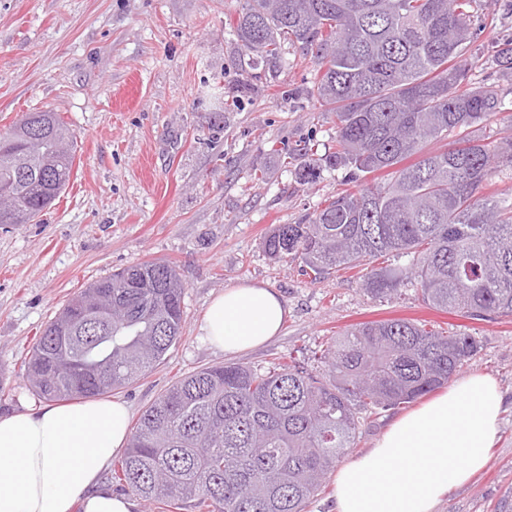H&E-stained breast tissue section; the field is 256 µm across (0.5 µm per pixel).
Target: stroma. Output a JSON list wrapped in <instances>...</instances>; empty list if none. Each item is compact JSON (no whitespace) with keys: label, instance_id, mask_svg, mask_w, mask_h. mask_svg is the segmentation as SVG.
Returning <instances> with one entry per match:
<instances>
[{"label":"stroma","instance_id":"35a3bbf8","mask_svg":"<svg viewBox=\"0 0 512 512\" xmlns=\"http://www.w3.org/2000/svg\"><path fill=\"white\" fill-rule=\"evenodd\" d=\"M244 0H0V130L34 110L75 134L73 174L31 224H0V415L38 404L22 362L65 301L113 271L176 266L184 332L164 363L117 390L132 419L175 381L233 361L257 368L316 355L353 324L414 320L476 336L463 374L494 378L505 411L487 468L449 491L438 512H512V316L474 320L426 305L414 288L374 298L362 268L314 281L275 262L261 241L342 189L343 171L296 183L283 155L304 140L331 147L336 116L312 98L313 65L284 46L274 77L241 90L248 58L234 25ZM276 291L288 316L274 339L233 356L199 326L216 295L242 284Z\"/></svg>","mask_w":512,"mask_h":512}]
</instances>
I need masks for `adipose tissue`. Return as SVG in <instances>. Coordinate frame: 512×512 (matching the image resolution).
<instances>
[{"instance_id":"adipose-tissue-1","label":"adipose tissue","mask_w":512,"mask_h":512,"mask_svg":"<svg viewBox=\"0 0 512 512\" xmlns=\"http://www.w3.org/2000/svg\"><path fill=\"white\" fill-rule=\"evenodd\" d=\"M287 314L275 291L239 284L212 299L200 331L235 354L276 336ZM503 407L491 377L457 379L336 471V512H437L487 466ZM129 418L116 397L0 416V512H134L133 499L101 480L127 446Z\"/></svg>"}]
</instances>
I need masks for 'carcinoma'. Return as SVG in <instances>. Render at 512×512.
Wrapping results in <instances>:
<instances>
[{"mask_svg": "<svg viewBox=\"0 0 512 512\" xmlns=\"http://www.w3.org/2000/svg\"><path fill=\"white\" fill-rule=\"evenodd\" d=\"M481 0H245L236 36L247 82L276 71L284 44L314 63L312 95L336 114V145L288 152L298 183L346 170L343 190L303 224L263 238L321 278L366 266L364 290L383 298L412 285L429 306L473 319L512 315V137L480 126L505 111L495 84L475 82L466 54L481 28ZM492 64L512 75V40ZM444 148L426 150L431 142ZM74 133L58 113L25 112L0 131V190L19 209L0 224H27L69 183ZM384 253L411 258L375 269ZM184 284L167 262L128 266L83 288L55 315L24 361L35 393L57 401L123 388L165 361L182 337ZM481 349L408 319L357 324L320 355L263 370L239 363L178 379L140 416L110 479L147 504L209 512H305L353 447L360 412L388 410L444 386Z\"/></svg>", "mask_w": 512, "mask_h": 512, "instance_id": "obj_1", "label": "carcinoma"}]
</instances>
